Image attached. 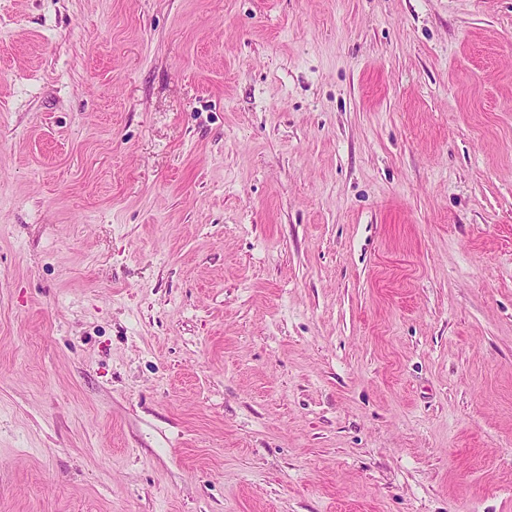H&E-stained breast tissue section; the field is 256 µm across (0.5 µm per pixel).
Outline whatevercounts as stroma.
Segmentation results:
<instances>
[{
	"label": "stroma",
	"instance_id": "35a3bbf8",
	"mask_svg": "<svg viewBox=\"0 0 512 512\" xmlns=\"http://www.w3.org/2000/svg\"><path fill=\"white\" fill-rule=\"evenodd\" d=\"M0 512H512V0H0Z\"/></svg>",
	"mask_w": 512,
	"mask_h": 512
}]
</instances>
